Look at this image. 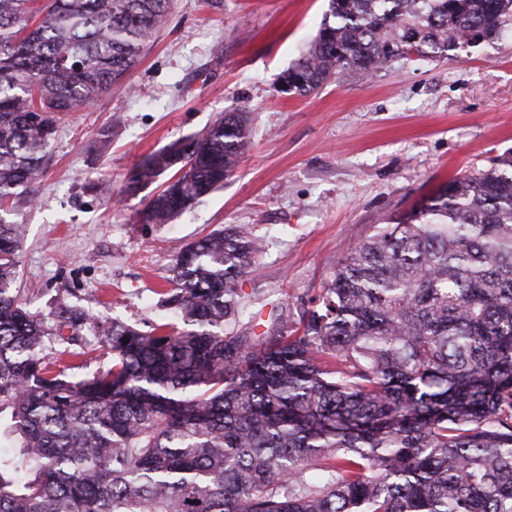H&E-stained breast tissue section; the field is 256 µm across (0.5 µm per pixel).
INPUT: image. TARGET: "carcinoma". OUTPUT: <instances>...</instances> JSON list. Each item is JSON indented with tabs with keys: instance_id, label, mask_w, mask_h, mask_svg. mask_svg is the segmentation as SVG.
<instances>
[{
	"instance_id": "obj_1",
	"label": "carcinoma",
	"mask_w": 512,
	"mask_h": 512,
	"mask_svg": "<svg viewBox=\"0 0 512 512\" xmlns=\"http://www.w3.org/2000/svg\"><path fill=\"white\" fill-rule=\"evenodd\" d=\"M0 0V206L37 201L58 124L121 84L170 0ZM45 15L35 18L40 11ZM512 32V0H329L282 76L453 60ZM247 107L149 155L139 213L169 224L223 187ZM22 225L0 215V512H512V157L377 224L295 328L258 334L238 282L262 242L230 225L175 257L149 333L16 287ZM88 332L105 366L56 370Z\"/></svg>"
}]
</instances>
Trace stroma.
<instances>
[{
	"label": "stroma",
	"mask_w": 512,
	"mask_h": 512,
	"mask_svg": "<svg viewBox=\"0 0 512 512\" xmlns=\"http://www.w3.org/2000/svg\"><path fill=\"white\" fill-rule=\"evenodd\" d=\"M326 9L172 0L125 89L61 121L37 204L13 206L24 227L18 286L32 312L69 305L150 331L178 252L246 224L265 249L242 292L284 305L296 323L374 225L512 152V34L456 60L344 71L311 94L282 92ZM240 105L251 142L223 188L173 223H139L153 190L125 194L130 170Z\"/></svg>",
	"instance_id": "obj_1"
}]
</instances>
